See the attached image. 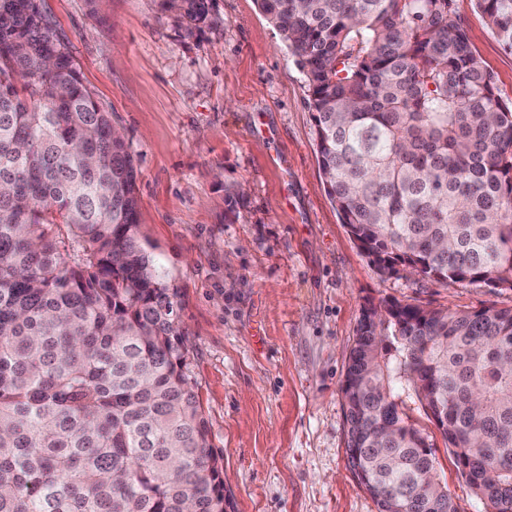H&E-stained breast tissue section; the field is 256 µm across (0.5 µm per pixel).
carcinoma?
<instances>
[{
    "label": "carcinoma",
    "instance_id": "cac0c4a2",
    "mask_svg": "<svg viewBox=\"0 0 512 512\" xmlns=\"http://www.w3.org/2000/svg\"><path fill=\"white\" fill-rule=\"evenodd\" d=\"M304 70L319 167L382 275L512 289V103L456 0H257ZM512 50V0H474ZM212 0H163L191 34ZM345 369L347 465L378 512H457L404 407L448 418L512 512V308L382 301ZM177 292L137 172L36 0H0V512H224Z\"/></svg>",
    "mask_w": 512,
    "mask_h": 512
}]
</instances>
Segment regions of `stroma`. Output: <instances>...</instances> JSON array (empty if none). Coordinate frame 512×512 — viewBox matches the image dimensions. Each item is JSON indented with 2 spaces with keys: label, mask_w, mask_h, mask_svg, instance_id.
Listing matches in <instances>:
<instances>
[{
  "label": "stroma",
  "mask_w": 512,
  "mask_h": 512,
  "mask_svg": "<svg viewBox=\"0 0 512 512\" xmlns=\"http://www.w3.org/2000/svg\"><path fill=\"white\" fill-rule=\"evenodd\" d=\"M137 169L139 240L178 294L234 512H377L347 466L344 373L366 301L476 311L512 290L380 275L330 201L305 74L256 0L186 34L158 0H37ZM469 41L512 100V51L474 0ZM458 512H482L421 405Z\"/></svg>",
  "instance_id": "obj_1"
}]
</instances>
